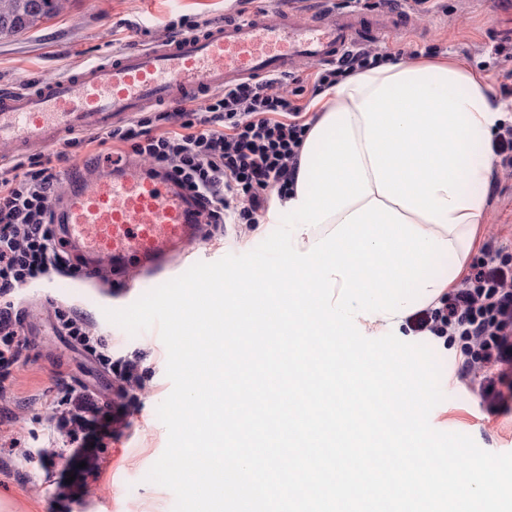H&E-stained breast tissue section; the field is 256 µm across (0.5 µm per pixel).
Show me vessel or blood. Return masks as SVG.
Instances as JSON below:
<instances>
[{
	"label": "vessel or blood",
	"instance_id": "vessel-or-blood-1",
	"mask_svg": "<svg viewBox=\"0 0 512 512\" xmlns=\"http://www.w3.org/2000/svg\"><path fill=\"white\" fill-rule=\"evenodd\" d=\"M353 10L303 20L296 6L261 7L200 34L78 66L65 79L27 92L0 89V143L22 151L96 134L147 107L200 103L237 81L335 62L362 37ZM198 205L172 181L124 162L75 172L57 208L67 252L83 256L84 276L119 277L131 263L150 270L199 240Z\"/></svg>",
	"mask_w": 512,
	"mask_h": 512
}]
</instances>
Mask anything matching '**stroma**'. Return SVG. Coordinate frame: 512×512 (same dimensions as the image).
Returning a JSON list of instances; mask_svg holds the SVG:
<instances>
[{
  "label": "stroma",
  "mask_w": 512,
  "mask_h": 512,
  "mask_svg": "<svg viewBox=\"0 0 512 512\" xmlns=\"http://www.w3.org/2000/svg\"><path fill=\"white\" fill-rule=\"evenodd\" d=\"M243 7L242 0H64L51 19L0 37V88L64 78L74 65L112 55L113 37H120L125 50L144 47L164 40L166 24L180 16L219 22ZM511 21L512 0H490L484 8L472 0H433L428 18L395 16L390 32L373 42L392 53L408 43L437 44L444 56L466 55L494 82L502 70L512 69V58L493 52L495 46L512 43L502 31ZM484 195V222L470 254L459 261L442 257L440 271L457 262L469 272L487 252L512 260V178L491 173ZM274 229L268 217L258 224H212L204 242L186 247L166 273L148 276L134 270L104 288L56 270L18 296L26 343L14 379L0 387V431L13 432L20 442L0 447V512H172V492L145 479L167 442L157 416L172 388L166 348L157 328L132 336L106 320L104 312L131 305L195 263L249 252ZM58 307L108 340L113 364L135 363V376L121 380L109 365L61 335L54 318ZM413 340L429 346L441 366L445 398L432 410L431 425L469 435L486 451L512 453V408L487 412L476 382L458 375L459 343L421 333ZM66 388L91 396L101 409L94 434L79 448L50 438L43 399ZM88 454L95 455L96 463L82 466Z\"/></svg>",
  "instance_id": "35a3bbf8"
}]
</instances>
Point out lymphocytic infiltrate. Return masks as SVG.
I'll return each instance as SVG.
<instances>
[{"label": "lymphocytic infiltrate", "mask_w": 512, "mask_h": 512, "mask_svg": "<svg viewBox=\"0 0 512 512\" xmlns=\"http://www.w3.org/2000/svg\"><path fill=\"white\" fill-rule=\"evenodd\" d=\"M437 46H405L396 56L438 54ZM394 54L374 46L348 51L341 60L317 65L308 85L290 86L284 74L245 80L206 95L192 107H160L122 126L67 139L69 148L121 144L190 197L206 200L211 224H256L271 194L285 196L295 183L309 122L302 97H317L342 80ZM64 152L12 160L0 171V384L12 378L24 340L12 298L50 271L66 268L57 247L54 207L60 198L56 166ZM418 332L459 340L462 372L480 371L491 406L512 402V269L493 255L437 302L412 314ZM56 433L77 443L100 409L90 399L65 393L47 401Z\"/></svg>", "instance_id": "lymphocytic-infiltrate-1"}]
</instances>
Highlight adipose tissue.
Masks as SVG:
<instances>
[{"label":"adipose tissue","mask_w":512,"mask_h":512,"mask_svg":"<svg viewBox=\"0 0 512 512\" xmlns=\"http://www.w3.org/2000/svg\"><path fill=\"white\" fill-rule=\"evenodd\" d=\"M321 117L348 111L374 198L470 250L484 213L491 143L502 109L466 60L381 64L322 92Z\"/></svg>","instance_id":"1"}]
</instances>
